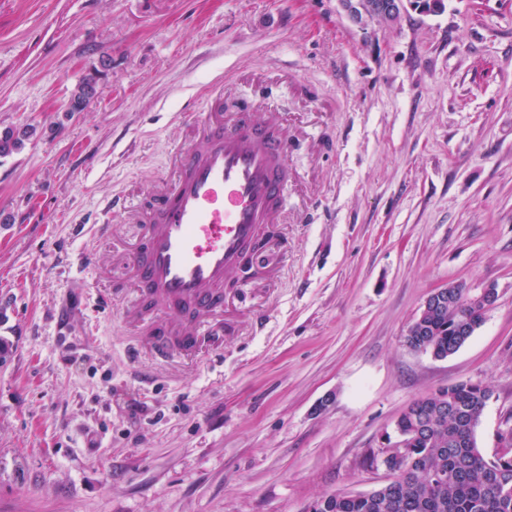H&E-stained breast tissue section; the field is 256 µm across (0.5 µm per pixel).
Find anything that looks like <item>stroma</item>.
Segmentation results:
<instances>
[{
  "label": "stroma",
  "mask_w": 512,
  "mask_h": 512,
  "mask_svg": "<svg viewBox=\"0 0 512 512\" xmlns=\"http://www.w3.org/2000/svg\"><path fill=\"white\" fill-rule=\"evenodd\" d=\"M351 21L339 0H0V512H305L367 493L414 400L512 414V0ZM84 111L64 105L87 76ZM285 117L287 248L228 289L235 333L152 362L124 316L139 222L92 226L188 141L185 103ZM497 301L455 354L409 349L434 289ZM111 292V304L100 300ZM32 129L14 130L8 129L0 132V157H6L22 148L24 141L32 136Z\"/></svg>",
  "instance_id": "1"
}]
</instances>
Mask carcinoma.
Returning a JSON list of instances; mask_svg holds the SVG:
<instances>
[{"label":"carcinoma","instance_id":"obj_1","mask_svg":"<svg viewBox=\"0 0 512 512\" xmlns=\"http://www.w3.org/2000/svg\"><path fill=\"white\" fill-rule=\"evenodd\" d=\"M33 133L1 132L0 157L20 150ZM448 296L451 304L443 313L424 314L420 335L405 336L407 346L422 345L446 358L469 340L462 329L484 322L485 315L473 308L471 289L460 285ZM490 397L487 387L461 382L433 395L425 416L402 413L397 428L407 436L406 448L385 449L388 463L400 471L399 481L369 493L324 496L308 512H512V494L495 476L505 471L512 480V434L501 436L502 451L491 458L475 438Z\"/></svg>","mask_w":512,"mask_h":512}]
</instances>
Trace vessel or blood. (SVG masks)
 <instances>
[{
  "label": "vessel or blood",
  "instance_id": "1",
  "mask_svg": "<svg viewBox=\"0 0 512 512\" xmlns=\"http://www.w3.org/2000/svg\"><path fill=\"white\" fill-rule=\"evenodd\" d=\"M221 85L201 100L194 143L175 152L171 176L112 208L143 222L127 262L137 283L127 316L148 322V352L165 361L193 354L224 309V283L243 271L246 248L273 231L288 207V154L279 112L250 104L225 116ZM165 310L163 322H152Z\"/></svg>",
  "mask_w": 512,
  "mask_h": 512
}]
</instances>
